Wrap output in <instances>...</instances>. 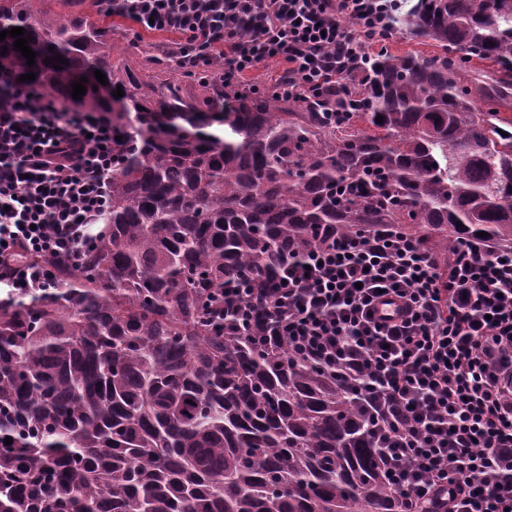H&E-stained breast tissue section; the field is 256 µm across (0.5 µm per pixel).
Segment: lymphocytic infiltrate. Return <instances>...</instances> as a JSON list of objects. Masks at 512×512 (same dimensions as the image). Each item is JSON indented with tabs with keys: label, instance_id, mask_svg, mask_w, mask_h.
Segmentation results:
<instances>
[{
	"label": "lymphocytic infiltrate",
	"instance_id": "obj_1",
	"mask_svg": "<svg viewBox=\"0 0 512 512\" xmlns=\"http://www.w3.org/2000/svg\"><path fill=\"white\" fill-rule=\"evenodd\" d=\"M401 0H96L175 34L178 66L233 83L274 60L270 93L317 98L384 35ZM112 118L38 87L0 94V288L56 285L109 207ZM224 333L356 387L404 512H512V252L473 242L440 264L405 235L330 242L262 285L224 291Z\"/></svg>",
	"mask_w": 512,
	"mask_h": 512
}]
</instances>
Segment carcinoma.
<instances>
[{"mask_svg": "<svg viewBox=\"0 0 512 512\" xmlns=\"http://www.w3.org/2000/svg\"><path fill=\"white\" fill-rule=\"evenodd\" d=\"M14 27L35 64L6 36L0 90L32 72L71 102L85 77L76 104L117 131L96 245L57 287L0 296V512H400L363 401L286 343L224 335V284L391 225L445 265L511 248L512 0L400 6L389 31L438 51L357 56L322 102L189 91L163 47L146 83L82 10L0 0Z\"/></svg>", "mask_w": 512, "mask_h": 512, "instance_id": "obj_1", "label": "carcinoma"}]
</instances>
